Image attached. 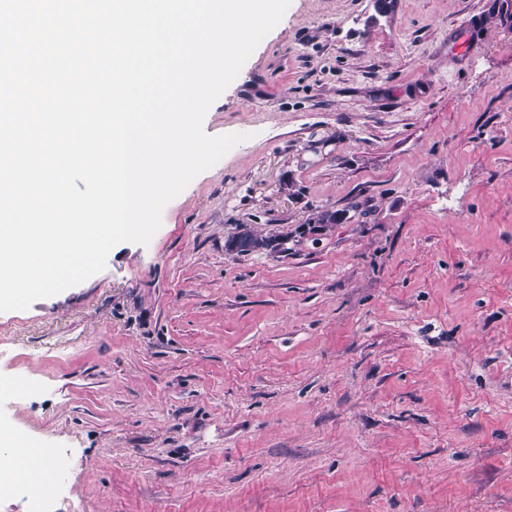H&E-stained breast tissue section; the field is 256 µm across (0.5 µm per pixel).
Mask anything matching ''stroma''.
<instances>
[{"label": "stroma", "mask_w": 512, "mask_h": 512, "mask_svg": "<svg viewBox=\"0 0 512 512\" xmlns=\"http://www.w3.org/2000/svg\"><path fill=\"white\" fill-rule=\"evenodd\" d=\"M203 130L148 244L0 312L53 475L0 512H512V0H290Z\"/></svg>", "instance_id": "obj_1"}]
</instances>
